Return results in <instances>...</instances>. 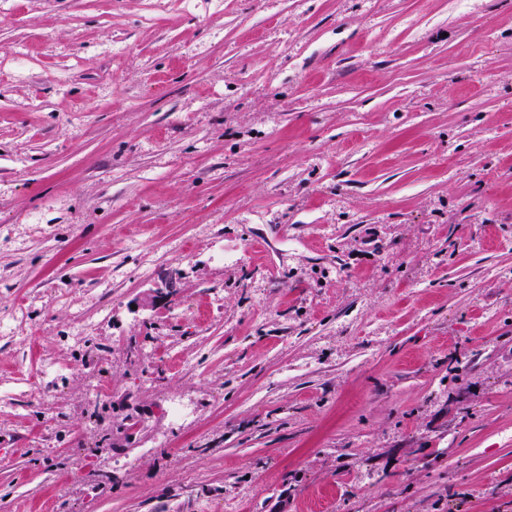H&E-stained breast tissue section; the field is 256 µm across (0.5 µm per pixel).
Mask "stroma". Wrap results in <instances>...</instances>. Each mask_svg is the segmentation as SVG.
I'll use <instances>...</instances> for the list:
<instances>
[{"label": "stroma", "instance_id": "35a3bbf8", "mask_svg": "<svg viewBox=\"0 0 512 512\" xmlns=\"http://www.w3.org/2000/svg\"><path fill=\"white\" fill-rule=\"evenodd\" d=\"M0 512H512V0H0Z\"/></svg>", "mask_w": 512, "mask_h": 512}]
</instances>
